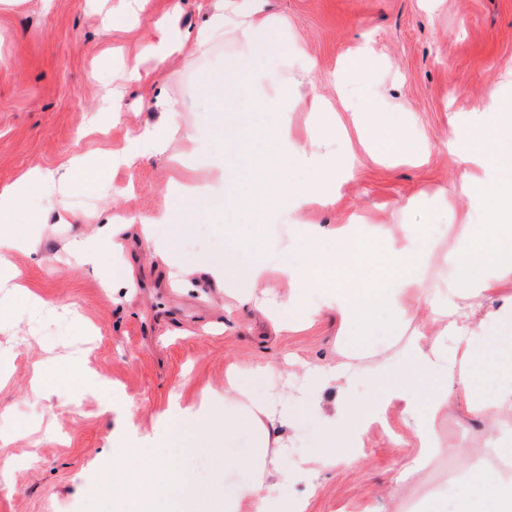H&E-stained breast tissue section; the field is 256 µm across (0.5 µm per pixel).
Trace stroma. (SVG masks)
Masks as SVG:
<instances>
[{"label": "stroma", "instance_id": "obj_1", "mask_svg": "<svg viewBox=\"0 0 512 512\" xmlns=\"http://www.w3.org/2000/svg\"><path fill=\"white\" fill-rule=\"evenodd\" d=\"M0 0V188L11 187L15 208L0 216L20 238H37L38 253L13 252L18 280L45 303L34 317L0 316V512H97L96 491L111 481L109 512H144L137 491L147 481L146 461L166 441L171 400L198 407L204 396H223L224 373L250 375L271 365L273 391L292 395L302 383V364L338 356L345 325L322 310L297 330L275 334L253 311L235 309L223 289L183 288L181 271L223 266L224 234L232 232L243 254L297 262L316 260L310 224L354 225L381 231L411 250L453 252L461 228L483 221L480 199L469 189L492 187L484 167L489 113L512 127V0H266L267 14L286 18L294 44L283 45L266 65L262 82L289 83L288 121L299 147L324 159L319 171L291 167L280 190L303 193L315 179L334 192V203H309L280 216L270 201L256 202L243 224L224 221V186L207 163L218 125V107L249 98L243 79H224L225 62L241 57L234 32L197 47L195 35L211 14L212 0ZM178 36L182 49L162 66L143 55L161 32ZM302 44L313 69L297 59ZM367 65L349 70V57ZM139 66L145 78L125 84L120 114L105 107L103 85L121 81ZM122 82V81H121ZM336 108V132L322 133L308 106L312 96ZM174 108L183 125L199 131L194 143L177 144L196 157L192 167L167 155H147L113 168L67 200L66 223L56 221L54 189L29 180L28 171L58 169L81 159L94 166L121 152L145 125ZM395 121L411 143L424 145V163L383 159L372 151L379 123ZM457 127L458 138L448 136ZM184 182L213 185L210 213L189 217L175 189ZM171 221L151 228L150 240L127 239L123 251H101L100 270L80 264L68 242L93 237L107 216H154ZM185 225L183 238L174 225ZM171 248L162 262L152 247ZM82 357L91 377L113 395L58 387L49 398L35 394L36 373ZM292 364H284V357ZM437 430L448 452L399 489L390 479L418 452L404 424L402 404L392 405L364 438L354 468L323 470L314 488L290 484L305 512H417L432 490H456L463 474L453 450L474 440L497 447L500 431L452 402ZM214 451L172 459L188 472L200 499L223 484L247 485L249 472L230 459L249 454L251 442L225 439L216 430ZM121 480H113V469Z\"/></svg>", "mask_w": 512, "mask_h": 512}]
</instances>
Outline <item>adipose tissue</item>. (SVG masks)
Segmentation results:
<instances>
[{"label": "adipose tissue", "instance_id": "adipose-tissue-1", "mask_svg": "<svg viewBox=\"0 0 512 512\" xmlns=\"http://www.w3.org/2000/svg\"><path fill=\"white\" fill-rule=\"evenodd\" d=\"M287 26V19L266 15L260 0H217L196 43L202 46L224 31H233L246 58L258 67L279 51L280 32ZM287 97L284 85L267 97L274 152L282 161L317 168L319 156L293 143L288 117L279 111L280 102ZM188 136L176 119H169L162 131L146 128L136 132L123 158L130 163L146 151L165 153L171 142ZM483 161L496 171L497 182L488 193L483 222L467 228L464 245L454 255L462 267L461 285L449 289L447 295H433L422 284V275L434 259L432 251L415 253L392 241L361 238L351 229L336 232L313 224L305 230L315 243L334 240L340 259L323 258L302 265L281 255L277 262L280 275L301 291L319 289L325 296L324 307L336 311L352 329L347 339L349 350L361 349L377 332L395 336L397 349L368 366L346 358L306 365L302 387L292 398L262 391L269 367L258 368L248 378L231 368L225 374L223 409L210 407L200 412L172 406L170 442L183 437L201 441L206 433L201 419L207 416L223 419L225 435L241 432L252 436L259 446L257 452L234 459V467L252 472L253 481L246 488L225 493L224 512H304L303 501L283 494L284 483L313 484L320 474L316 466L320 460L357 466L367 428L381 420L395 402L403 404L404 423L420 446L410 468L395 478L398 486L444 454L435 424L454 398L468 401L473 413L491 418L501 428L512 426V298L502 300L480 325H472L468 315L469 309L488 298L493 278L484 276L485 266L495 269V278L512 277V152L494 144L485 150ZM267 268V259L254 255L234 268H211L207 274L215 287L232 284L241 304L256 306L282 331L293 330L294 297L280 299L260 289ZM412 284L417 285L418 296L426 300L439 325L437 336L428 339L400 333L404 296ZM363 386L372 390L369 399L359 397ZM328 390L336 393L329 407L323 400ZM302 415L320 422L318 449L314 460L302 459L287 469L281 461L289 457L292 448L274 433L295 425ZM475 453L472 447L456 449V456L470 464L469 478L454 501L433 499L430 512H512V438L504 437L495 465L473 464ZM149 480L157 497L180 501L181 512H194L196 504L187 494L190 479L187 473L172 470L168 458L152 463Z\"/></svg>", "mask_w": 512, "mask_h": 512}]
</instances>
